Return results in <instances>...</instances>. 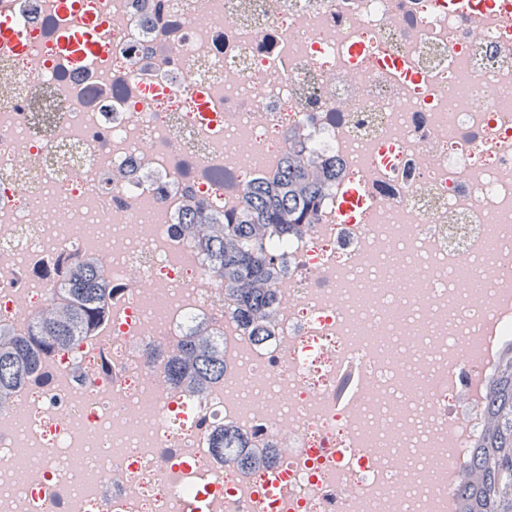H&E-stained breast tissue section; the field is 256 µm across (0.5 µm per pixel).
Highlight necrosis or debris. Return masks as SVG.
<instances>
[{
    "instance_id": "1",
    "label": "necrosis or debris",
    "mask_w": 512,
    "mask_h": 512,
    "mask_svg": "<svg viewBox=\"0 0 512 512\" xmlns=\"http://www.w3.org/2000/svg\"><path fill=\"white\" fill-rule=\"evenodd\" d=\"M245 2L80 0L110 37L77 65L54 0H0L28 42L0 45V327L29 335L88 256L109 288L105 330L47 353L0 404V512H181L196 492L223 512H448L455 489L423 475L447 473L483 423L459 399L467 367L443 381L449 339L462 313H493L451 272L512 282V25L447 0H257L254 19ZM297 140L342 174L314 224L269 245L286 271L260 340L178 218L188 194L236 213ZM351 184L367 196L350 221ZM400 262L431 304L398 287ZM398 306L415 340L380 351L368 338L394 335ZM199 327L227 369L197 393L168 365ZM353 355L376 392L340 405ZM227 424L274 454L287 504L265 497L261 468H208ZM20 446L24 477L8 462Z\"/></svg>"
}]
</instances>
